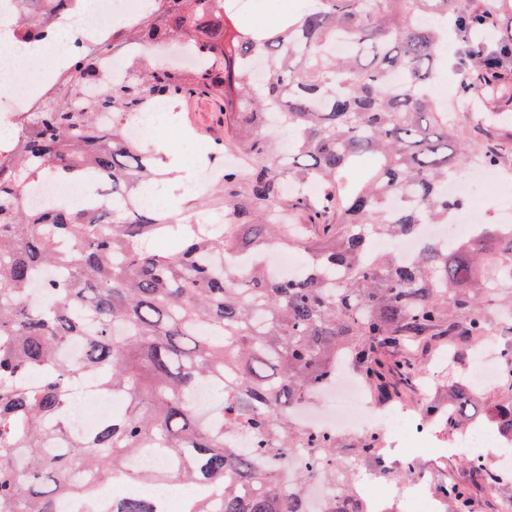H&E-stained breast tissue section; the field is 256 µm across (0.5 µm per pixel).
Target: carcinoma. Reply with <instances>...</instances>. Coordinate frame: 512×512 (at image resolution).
Instances as JSON below:
<instances>
[{"mask_svg":"<svg viewBox=\"0 0 512 512\" xmlns=\"http://www.w3.org/2000/svg\"><path fill=\"white\" fill-rule=\"evenodd\" d=\"M28 32L71 0H20ZM132 24L84 51L74 73L92 94L48 95L21 134L0 141V512H57L62 499L88 504L94 486H125L95 512H161L141 488L176 477L199 494L185 512H310L309 483L337 487L326 512H367L350 459L384 465L380 438L347 443L292 425L291 410L356 361L377 390L415 391L422 370L390 369L383 352L448 336L479 349L494 303L512 309V230L476 226L450 245L423 232L446 224L465 201L448 181L470 164L512 169V145L481 112L500 98L512 36L488 51L469 43L471 73L462 102L483 150L456 140L437 94L448 26L463 35L497 32L500 11L460 0H312L298 16L226 36L237 0H151ZM182 40L198 59L140 77L111 80L109 54L134 42L151 48ZM344 42L348 53L336 55ZM207 93L224 103L220 151L240 154L209 191L174 213L144 208L140 193L170 176L165 148L126 133L132 113L153 101ZM289 135L273 151L266 130ZM374 158L369 175L354 176ZM86 181L78 205L33 208L35 182ZM305 209L309 223H289ZM212 211L220 224H202ZM413 239L399 259L372 240ZM300 255L301 274L279 277L264 263L271 249ZM78 343L84 357L65 356ZM506 371L478 394L460 375L446 404H430V425L452 434L473 426L472 401L512 444V343L500 347ZM37 383H31V379ZM216 398L200 414L191 392ZM86 388L119 401L97 427H71L72 398ZM255 447L232 442L237 429ZM299 448L315 453L294 472L292 489L270 462ZM165 457L172 468L134 471L129 458ZM445 512H471L470 487L438 484Z\"/></svg>","mask_w":512,"mask_h":512,"instance_id":"1","label":"carcinoma"}]
</instances>
